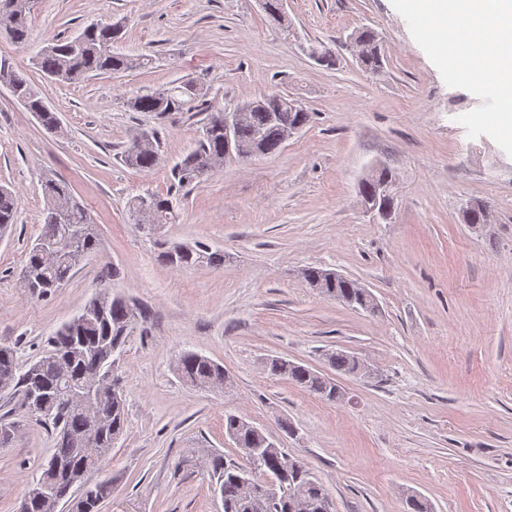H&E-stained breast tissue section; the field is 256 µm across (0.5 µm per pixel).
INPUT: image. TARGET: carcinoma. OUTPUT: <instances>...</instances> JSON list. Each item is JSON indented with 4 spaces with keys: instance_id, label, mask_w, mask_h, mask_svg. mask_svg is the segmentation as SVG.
<instances>
[{
    "instance_id": "carcinoma-1",
    "label": "carcinoma",
    "mask_w": 512,
    "mask_h": 512,
    "mask_svg": "<svg viewBox=\"0 0 512 512\" xmlns=\"http://www.w3.org/2000/svg\"><path fill=\"white\" fill-rule=\"evenodd\" d=\"M33 0H0V20L11 23L12 38L24 44L28 40L27 21ZM112 24H94L74 38L56 39L44 46L37 55L40 70L55 81L74 82L91 74H119L144 67L152 62L145 56L130 57L112 51L117 37ZM353 36L365 44L366 54L361 63L376 71L382 67L377 34L363 28ZM12 86L16 96L30 112H36L41 124L48 130L58 128V117L44 104L39 89L12 67L0 63V83ZM132 112H198L207 113L196 147L173 168L178 185L200 184L201 166L210 163L216 167L224 160L239 157L244 151L257 150L262 155L277 153L284 143V132L296 124L305 126L310 112L296 101L279 93H271L245 102L249 107L248 120L237 128L236 147L227 151L224 143V112L210 111L200 103L197 85L182 82L158 92L136 95L124 101ZM144 143L135 153L126 150L124 163L134 169L147 171L157 164L158 146L154 136L143 135ZM47 206L43 212L41 236L53 235L62 240L80 227L84 230L77 250L68 252L49 262L38 251V245L29 250L21 276L42 285L37 297H45L70 278L86 257L99 249L100 239L85 205L70 192L68 183L56 176H47L44 183ZM149 209L148 223L173 224L178 218L172 200L158 194L139 196L131 202L137 213ZM17 203L13 193L0 187V228L16 223ZM176 242L170 241L159 253L162 262L176 267L210 266L224 264V253L201 244H185V251H175ZM329 270L307 267L302 271L306 283L323 296L342 302L352 308L366 309L376 306L372 294L346 277L331 280ZM137 320L136 308L121 295H114L105 306L104 313L86 322L69 321L57 328L49 338L51 349L25 369H20L14 350L0 346V395L13 392L21 396L26 413L51 425L55 436L52 458L64 464L72 477L84 481L80 494L68 501L69 512H100L103 501L111 494L108 481H97L91 474L99 469L78 444L87 429L92 413L88 407L73 403L60 406L61 390L67 386L80 388L86 376L99 363L100 352L114 345L124 346V329ZM327 364L338 375H361L362 365L350 353L336 349L325 353ZM274 377L292 381L321 399L335 403L342 398L335 379L317 370L275 357L266 363ZM176 371L186 384L201 389L224 388L228 384L224 367L210 358L187 351L178 360ZM97 402L109 415L106 429V449L120 438L127 426L125 400L117 398L108 388L97 391ZM225 435L242 450L246 464L227 461L221 454L211 457L209 464L224 512H334L333 499L318 479L310 474L304 462L288 454L270 440L267 434L235 414L224 419ZM278 483L280 497L268 501L249 493L248 487L264 485L267 479ZM60 489L64 484L55 473L45 468L39 478L32 481L29 490L39 486ZM24 508L18 512H49L44 497L30 495L23 498Z\"/></svg>"
}]
</instances>
